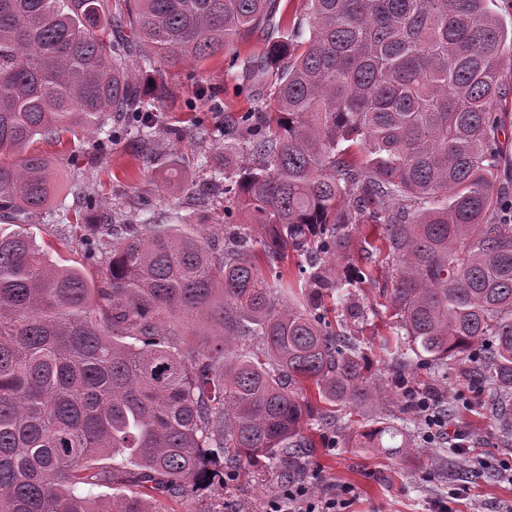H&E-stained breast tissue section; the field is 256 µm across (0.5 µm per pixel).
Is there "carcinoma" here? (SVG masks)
Returning a JSON list of instances; mask_svg holds the SVG:
<instances>
[{
    "label": "carcinoma",
    "instance_id": "1",
    "mask_svg": "<svg viewBox=\"0 0 512 512\" xmlns=\"http://www.w3.org/2000/svg\"><path fill=\"white\" fill-rule=\"evenodd\" d=\"M0 0V215L48 208L52 159L26 152L75 128L100 151L171 94L167 72L218 53L250 110L224 113L221 236L137 224L101 210L72 224L98 280L52 261L25 231L0 233V512H160L260 460L294 477L315 415L308 380L331 406L392 395L367 375L348 317L373 279L372 255L345 254L361 224L383 229L395 271L392 359L440 373L463 358L512 445V113L493 0ZM261 34L264 49L237 45ZM151 69L152 99L138 68ZM207 151L210 128L173 130ZM246 151L252 160L240 157ZM256 229L234 222V208ZM293 251L292 274L264 273ZM330 299L344 318L328 317ZM214 318L204 353L169 318ZM257 336L263 359L239 354ZM428 392L399 400L411 413ZM363 448L400 440L391 422ZM122 483L103 502L89 487Z\"/></svg>",
    "mask_w": 512,
    "mask_h": 512
}]
</instances>
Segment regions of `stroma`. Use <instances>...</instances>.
I'll use <instances>...</instances> for the list:
<instances>
[{"label": "stroma", "instance_id": "obj_1", "mask_svg": "<svg viewBox=\"0 0 512 512\" xmlns=\"http://www.w3.org/2000/svg\"><path fill=\"white\" fill-rule=\"evenodd\" d=\"M226 67L223 56L217 55L169 74L176 95L156 109V139L166 141L170 129L197 122L217 127L225 113L247 110V97ZM94 143V137L81 130L60 144L37 141L31 146L32 151L54 157L60 172L52 210L29 217L26 224L37 243L54 244V261L84 265L91 275L96 272L95 263L79 248L59 243L60 237L69 233V223L79 207L78 197L70 189L73 177L89 182L103 208L123 212L133 224L140 222L145 210L166 211L175 206L182 215L201 223L221 221L223 205L200 210L190 190L207 183L212 170L223 165V140L214 141L204 160L190 141L174 143L173 155L179 158L181 175L190 185L186 191L171 190L170 157H143L135 133L113 142L107 156L98 154ZM391 285L390 268L380 267L374 281L362 287L363 302L370 307L365 320L348 325L362 342L371 375L389 380L396 377L384 345L392 312L382 291ZM404 381L420 391L433 382L422 371L406 373ZM433 383L450 411L445 436L425 442L422 418L410 414L402 416L398 424L407 431L414 451L360 448L354 442L357 430L391 418L394 409L388 403L347 409L306 431L309 446L300 453L299 483L317 497L335 493L341 485L351 486L353 494L345 512H430L437 500L446 501L449 512H512V477L503 473L504 463H512V448L503 447L498 439L486 391L471 381L468 366L455 362ZM459 430L465 434V445L458 451L453 443ZM284 490V483L263 464H254L246 476L225 470L224 512H270L272 502L279 500Z\"/></svg>", "mask_w": 512, "mask_h": 512}]
</instances>
